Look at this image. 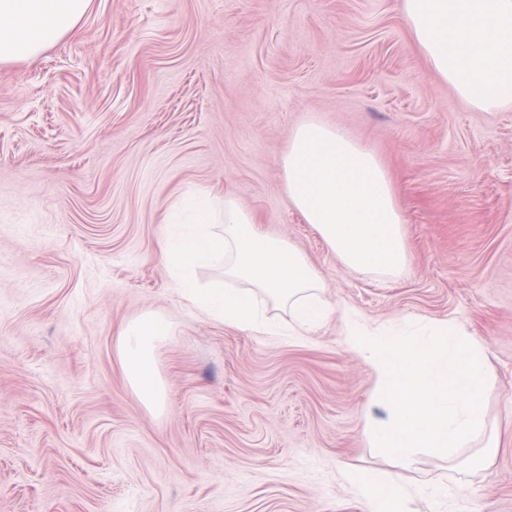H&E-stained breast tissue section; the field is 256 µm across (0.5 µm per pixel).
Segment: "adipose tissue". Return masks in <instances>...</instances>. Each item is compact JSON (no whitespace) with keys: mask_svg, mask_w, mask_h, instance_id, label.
Instances as JSON below:
<instances>
[{"mask_svg":"<svg viewBox=\"0 0 512 512\" xmlns=\"http://www.w3.org/2000/svg\"><path fill=\"white\" fill-rule=\"evenodd\" d=\"M89 0H0V63L35 59L73 30ZM407 28L433 70L472 108L512 106V0H400ZM170 333L154 312L130 320L117 338L125 375L143 405L163 408L155 350ZM365 512H410L393 475L355 471Z\"/></svg>","mask_w":512,"mask_h":512,"instance_id":"adipose-tissue-1","label":"adipose tissue"}]
</instances>
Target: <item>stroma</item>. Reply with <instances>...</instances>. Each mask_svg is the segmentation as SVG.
<instances>
[{"label":"stroma","mask_w":512,"mask_h":512,"mask_svg":"<svg viewBox=\"0 0 512 512\" xmlns=\"http://www.w3.org/2000/svg\"><path fill=\"white\" fill-rule=\"evenodd\" d=\"M310 115L384 165L402 275L345 268L289 202L281 158ZM197 189L301 250L329 302L478 338L486 462L370 447L377 378L341 315L296 340L187 306L163 243ZM145 311L170 323L160 411L115 346ZM359 469L394 475L412 512H512V108L461 100L399 0H91L37 58L0 64V512H364Z\"/></svg>","instance_id":"35a3bbf8"}]
</instances>
